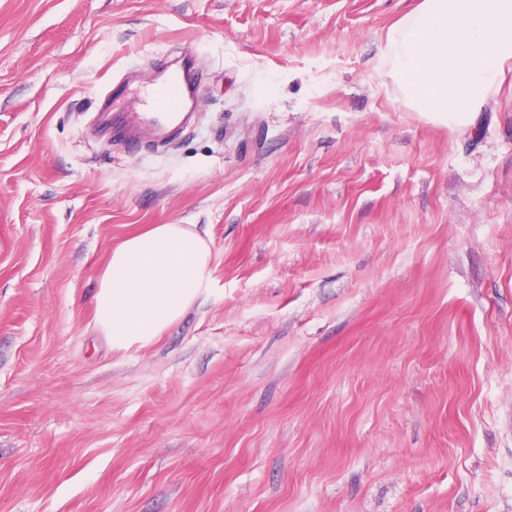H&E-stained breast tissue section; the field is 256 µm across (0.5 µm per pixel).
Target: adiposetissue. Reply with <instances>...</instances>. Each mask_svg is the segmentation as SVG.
Segmentation results:
<instances>
[{"label":"adipose tissue","instance_id":"obj_1","mask_svg":"<svg viewBox=\"0 0 512 512\" xmlns=\"http://www.w3.org/2000/svg\"><path fill=\"white\" fill-rule=\"evenodd\" d=\"M212 250L186 224H158L113 249L93 296L95 323L112 345L152 342L202 293Z\"/></svg>","mask_w":512,"mask_h":512}]
</instances>
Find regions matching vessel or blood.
Wrapping results in <instances>:
<instances>
[{"label": "vessel or blood", "instance_id": "1", "mask_svg": "<svg viewBox=\"0 0 512 512\" xmlns=\"http://www.w3.org/2000/svg\"><path fill=\"white\" fill-rule=\"evenodd\" d=\"M191 53L181 55L179 66L164 67L150 85L146 111L127 115L116 132L128 145L145 139L171 140L189 130L197 117L199 78Z\"/></svg>", "mask_w": 512, "mask_h": 512}]
</instances>
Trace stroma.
Listing matches in <instances>:
<instances>
[{"label": "stroma", "mask_w": 512, "mask_h": 512, "mask_svg": "<svg viewBox=\"0 0 512 512\" xmlns=\"http://www.w3.org/2000/svg\"><path fill=\"white\" fill-rule=\"evenodd\" d=\"M421 0H0V512H512V71L472 124L378 77ZM168 146L99 133L170 54ZM206 291L111 347L112 250ZM196 224H156L112 250L93 296L97 328L113 346L152 342L200 296L211 245Z\"/></svg>", "instance_id": "35a3bbf8"}]
</instances>
